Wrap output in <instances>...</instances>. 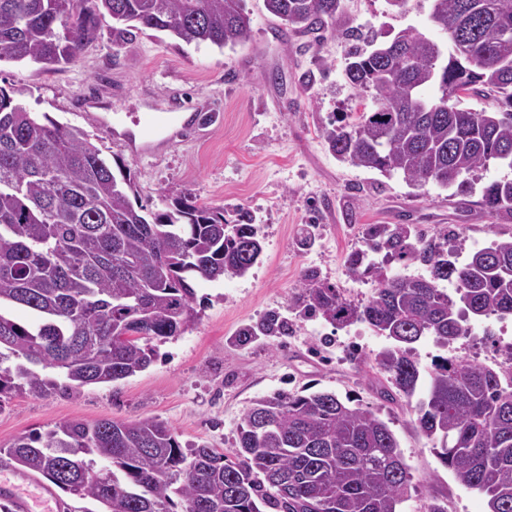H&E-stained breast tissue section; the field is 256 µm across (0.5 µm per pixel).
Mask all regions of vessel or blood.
<instances>
[{"label":"vessel or blood","mask_w":512,"mask_h":512,"mask_svg":"<svg viewBox=\"0 0 512 512\" xmlns=\"http://www.w3.org/2000/svg\"><path fill=\"white\" fill-rule=\"evenodd\" d=\"M187 124L181 112L157 106L136 122L134 130L117 132L115 140L133 156L153 155L180 140ZM0 497L15 503L20 512H54L55 496L49 487L21 472L0 478Z\"/></svg>","instance_id":"1"}]
</instances>
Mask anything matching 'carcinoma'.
<instances>
[{
  "label": "carcinoma",
  "instance_id": "cac0c4a2",
  "mask_svg": "<svg viewBox=\"0 0 512 512\" xmlns=\"http://www.w3.org/2000/svg\"><path fill=\"white\" fill-rule=\"evenodd\" d=\"M289 29L320 41L342 0H263ZM433 24L451 43L466 39L475 58L444 53L404 30V59L388 66L386 44L347 45L345 76L373 88L377 102L357 123L322 131L329 150L357 167L397 172L412 185L470 187L462 176L491 161L512 168V0H434ZM113 31L167 32L187 44L237 46L252 37L246 0H0V56L45 66L68 64L98 18ZM62 26L63 32L57 31ZM490 98L498 112L448 103V86ZM123 158L108 159L77 126L40 116L0 88V307L28 310L22 325L0 311V394L45 393L110 383L156 358L152 342L184 332L198 317L201 278L242 277L262 241L249 212L190 197L163 210L138 200ZM480 205L512 214V180L483 187ZM453 230L429 236L411 224H371L348 257L351 278L375 283L363 304L306 269L289 307L336 328L368 324L392 345L375 358L396 402L439 444L441 464L486 498L487 512H512V366L438 355L421 368L414 344L431 336L445 349L468 320L512 316V238L459 261ZM422 265L427 278L385 267ZM455 285L451 296L440 287ZM279 311L239 329L238 342L288 336ZM7 464L35 472L104 512H400L413 476L397 439L369 406L330 392H278L254 401L238 426L235 460L207 445H182L165 423L70 420L22 435L3 449ZM108 465L97 467V460Z\"/></svg>",
  "mask_w": 512,
  "mask_h": 512
}]
</instances>
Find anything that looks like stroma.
Instances as JSON below:
<instances>
[{
    "label": "stroma",
    "instance_id": "obj_1",
    "mask_svg": "<svg viewBox=\"0 0 512 512\" xmlns=\"http://www.w3.org/2000/svg\"><path fill=\"white\" fill-rule=\"evenodd\" d=\"M253 33L243 46L187 44L145 29L120 37L101 21L85 50L71 63L46 70L0 59V87L30 112L84 128L105 156L123 155L140 201L161 206L183 196L223 208L227 219L250 212L263 239V253L247 275L217 282L196 280L197 321L157 346L147 369L79 392L0 395V448L17 436L43 433L68 420L155 418L181 443H205L231 453L237 426L253 401L278 391L311 389L352 397L373 407L393 431L412 475L401 512H428L442 502L447 512H486L483 496L460 484L444 467L433 443L415 427L406 402L391 404L377 390L385 377L375 358L390 342L368 325L337 329L289 310L302 270L316 269L344 296L366 302L373 282L353 280L347 259L360 248L371 224H414L428 234L450 228L475 242L512 236V216L491 214L478 202L493 180H512L497 162L467 174L471 194L434 184L419 188L402 174H384L339 160L321 136L323 128L352 124L376 103L371 89L346 80L345 33L392 41L409 27L441 42L430 20L432 0H343L336 29L309 42L271 17L263 0H247ZM98 95L125 123L138 120L145 102L173 97L195 106L210 101L215 116L188 133L164 156L123 154L110 133L87 125L78 105ZM314 242L301 247L302 230ZM285 313L287 337L242 345L237 332L268 311ZM512 343V316L475 320L449 355L490 364Z\"/></svg>",
    "mask_w": 512,
    "mask_h": 512
}]
</instances>
